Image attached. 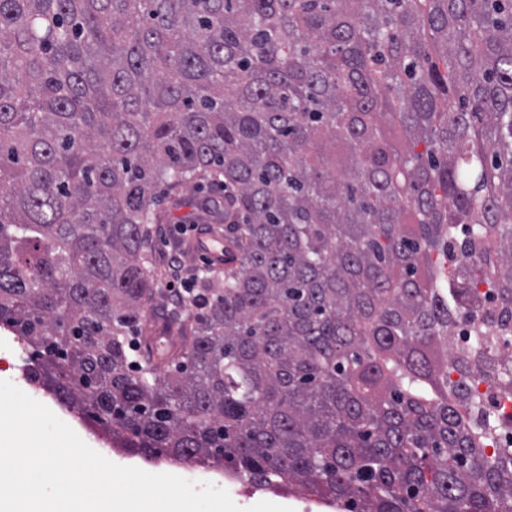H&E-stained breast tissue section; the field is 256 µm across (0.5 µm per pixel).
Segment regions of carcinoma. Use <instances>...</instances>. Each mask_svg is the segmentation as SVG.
Here are the masks:
<instances>
[{
    "mask_svg": "<svg viewBox=\"0 0 512 512\" xmlns=\"http://www.w3.org/2000/svg\"><path fill=\"white\" fill-rule=\"evenodd\" d=\"M205 183L160 349L156 192ZM0 325L146 456L512 512V0H0Z\"/></svg>",
    "mask_w": 512,
    "mask_h": 512,
    "instance_id": "cac0c4a2",
    "label": "carcinoma"
}]
</instances>
